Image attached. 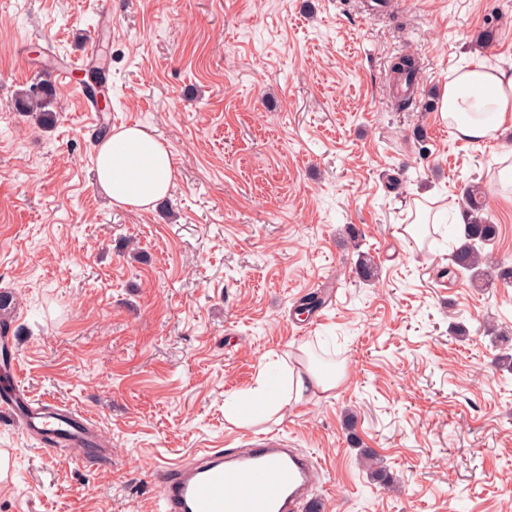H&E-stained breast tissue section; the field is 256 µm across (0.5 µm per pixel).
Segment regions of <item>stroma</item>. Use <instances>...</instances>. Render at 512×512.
Here are the masks:
<instances>
[{"instance_id":"1","label":"stroma","mask_w":512,"mask_h":512,"mask_svg":"<svg viewBox=\"0 0 512 512\" xmlns=\"http://www.w3.org/2000/svg\"><path fill=\"white\" fill-rule=\"evenodd\" d=\"M374 2L0 0V292L20 382L109 443L59 453L0 420V512H159L162 464L268 435L314 460L320 512H512V371L484 330H512V283L444 275L448 246L401 230L425 200L459 218L478 185L488 250L512 265V125L470 143L420 109L477 60L512 72V0ZM89 44L108 56L107 112L86 109ZM404 54L422 95L401 111ZM68 64L55 127L33 128L16 92ZM135 124L173 152L147 210L113 207L93 171L99 129ZM326 337L335 391L278 423L225 419L257 383L281 389L286 349Z\"/></svg>"}]
</instances>
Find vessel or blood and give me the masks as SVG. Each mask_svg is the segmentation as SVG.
Instances as JSON below:
<instances>
[{"instance_id":"obj_1","label":"vessel or blood","mask_w":512,"mask_h":512,"mask_svg":"<svg viewBox=\"0 0 512 512\" xmlns=\"http://www.w3.org/2000/svg\"><path fill=\"white\" fill-rule=\"evenodd\" d=\"M0 417L52 448L81 454L101 448L89 419L67 407H36L20 388L0 393ZM164 512H305L313 467L274 437L246 452L207 448L192 463L174 461L157 475Z\"/></svg>"}]
</instances>
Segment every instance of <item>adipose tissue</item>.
<instances>
[{"mask_svg":"<svg viewBox=\"0 0 512 512\" xmlns=\"http://www.w3.org/2000/svg\"><path fill=\"white\" fill-rule=\"evenodd\" d=\"M438 112L457 138L479 143L498 136L512 118V74L488 72L478 62L448 80L442 88ZM97 185L114 206L146 209L166 198L173 181L172 152L158 137L137 125L112 131L95 143ZM282 393L265 386L252 389L253 401L269 414L302 402L314 391L329 392L344 379L343 372H321L310 365L286 370Z\"/></svg>","mask_w":512,"mask_h":512,"instance_id":"ef3b65f1","label":"adipose tissue"}]
</instances>
